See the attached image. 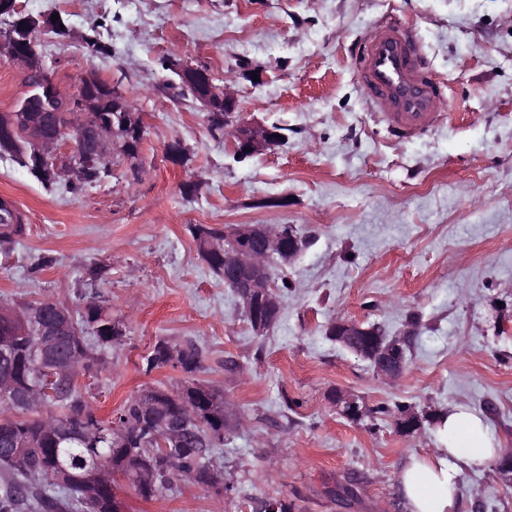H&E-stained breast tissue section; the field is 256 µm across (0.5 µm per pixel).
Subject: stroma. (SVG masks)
<instances>
[{
  "instance_id": "stroma-1",
  "label": "stroma",
  "mask_w": 512,
  "mask_h": 512,
  "mask_svg": "<svg viewBox=\"0 0 512 512\" xmlns=\"http://www.w3.org/2000/svg\"><path fill=\"white\" fill-rule=\"evenodd\" d=\"M18 3L108 46L39 36L49 78L68 85L93 70L136 98L146 136L138 178L117 152L111 177L78 194L48 192L0 157V195L26 224L0 248V298L76 311L94 289L109 301L126 336L108 353L111 373L79 379L100 417L143 389L183 384L169 366L141 372V358L158 339L189 338L203 354L196 382L222 388L247 419L209 454L226 496L183 481L145 501L121 478L125 512H252L266 498L298 512H404L402 468L434 447L432 430L350 422L330 405L337 391L372 407L464 403L512 448V0ZM390 19L415 31L442 88L441 123L408 138L369 111L355 75L373 22ZM169 59L232 76L241 117L281 127L284 143L236 156L172 89ZM176 142L187 163L170 159ZM189 181L201 194L182 193ZM194 224H288L306 239L277 270L289 289L269 330L253 331L202 260ZM98 264L106 275L88 282ZM332 320L411 334L400 380L386 384L328 341ZM348 482L356 498L343 506L327 490ZM459 482L460 512H512V482L494 467Z\"/></svg>"
}]
</instances>
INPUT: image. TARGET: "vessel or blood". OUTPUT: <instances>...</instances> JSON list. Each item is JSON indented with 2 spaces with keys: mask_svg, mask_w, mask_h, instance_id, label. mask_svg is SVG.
I'll use <instances>...</instances> for the list:
<instances>
[{
  "mask_svg": "<svg viewBox=\"0 0 512 512\" xmlns=\"http://www.w3.org/2000/svg\"><path fill=\"white\" fill-rule=\"evenodd\" d=\"M359 60V78L370 106L388 129L408 137L439 121L435 88L419 42L407 28L394 22L375 25Z\"/></svg>",
  "mask_w": 512,
  "mask_h": 512,
  "instance_id": "vessel-or-blood-1",
  "label": "vessel or blood"
}]
</instances>
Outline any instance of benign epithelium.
<instances>
[{"label": "benign epithelium", "instance_id": "1", "mask_svg": "<svg viewBox=\"0 0 512 512\" xmlns=\"http://www.w3.org/2000/svg\"><path fill=\"white\" fill-rule=\"evenodd\" d=\"M0 23L9 26V35L0 36V58L7 57L26 70L29 78L39 84V92L25 100L18 108L20 115L12 114L0 119V141L14 140L20 124L27 127V139L33 145V157L38 166L54 165L59 177L76 181L81 172L109 161V128L100 124L89 126L86 114L96 109L97 102L89 94L91 74L81 72L73 84L63 87L43 81L44 71L36 42L20 44L15 31L29 32L51 28L61 30L66 37L80 39L83 33L73 29L64 20L47 16H34L22 12L17 2ZM171 68L180 78V84L188 85L196 92L194 99L200 103L207 116L215 111V101H224L223 137L235 152L248 156L265 153L281 142L280 130L261 122L237 120L234 116L236 96L229 84L216 79L203 66L173 64ZM70 145L66 156L60 155L63 145ZM224 284L237 295L240 306L251 320L252 329L261 334L267 322L259 311L265 309L274 314L280 308L277 290L272 283L270 266L278 257L293 260L303 248V240L294 230L283 231L278 224H240L224 228ZM33 335L40 339L39 359L36 366L40 373L55 380L79 372L73 358L62 349L63 341L74 335L66 308L49 305L23 319ZM332 335L336 342L355 355L371 361L377 376L387 382L400 377L406 367V356L398 340L380 345L377 353L369 352L366 339L382 340L383 330L375 325L365 327L361 323L338 320L332 323ZM333 406L342 416H357L362 411L358 397L337 392Z\"/></svg>", "mask_w": 512, "mask_h": 512}]
</instances>
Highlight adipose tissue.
<instances>
[{
    "instance_id": "1",
    "label": "adipose tissue",
    "mask_w": 512,
    "mask_h": 512,
    "mask_svg": "<svg viewBox=\"0 0 512 512\" xmlns=\"http://www.w3.org/2000/svg\"><path fill=\"white\" fill-rule=\"evenodd\" d=\"M435 435V448L411 457L402 470L407 512H456L459 473L487 467L502 451L484 419L462 404L442 414Z\"/></svg>"
}]
</instances>
